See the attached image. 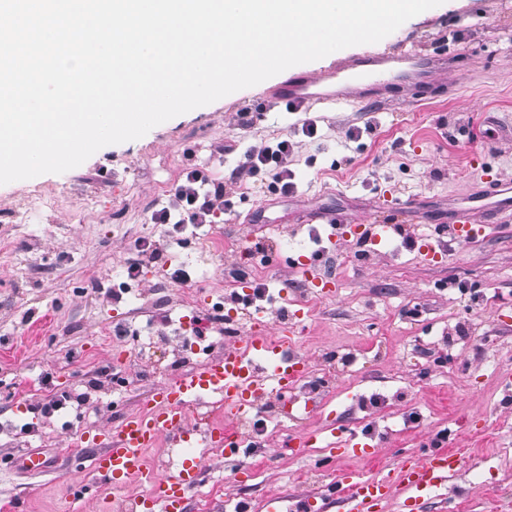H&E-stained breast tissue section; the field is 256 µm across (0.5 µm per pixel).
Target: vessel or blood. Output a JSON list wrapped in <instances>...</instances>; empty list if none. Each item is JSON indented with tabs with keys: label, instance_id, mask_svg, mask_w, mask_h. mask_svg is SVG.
I'll use <instances>...</instances> for the list:
<instances>
[{
	"label": "vessel or blood",
	"instance_id": "1",
	"mask_svg": "<svg viewBox=\"0 0 512 512\" xmlns=\"http://www.w3.org/2000/svg\"><path fill=\"white\" fill-rule=\"evenodd\" d=\"M448 70L447 60L400 49L344 59L320 74L291 77L275 94L307 109L390 99L403 86L413 87L421 96L431 93L437 75ZM503 215H512V185L502 191L492 184L474 190L449 208L448 221L456 237L468 242ZM293 334L290 324L280 325L274 336L250 330L191 371L158 385L147 397L145 409L127 414L117 430L104 428L94 435L97 451L91 458V473L113 490L137 483L140 491L133 498L136 512H187L188 494L199 487L206 465L199 449L235 454L241 446L237 424L271 397L286 400L290 419L311 414L308 403L291 396L309 370L307 357L293 348ZM209 396L224 402L223 425L203 427L192 421ZM161 441L185 449L186 454L175 467L159 474L148 467L145 453ZM461 467L457 453L437 449L420 457L400 458L389 474L378 480L339 475L333 493L340 498L343 512H386L398 496L409 512H422L428 495ZM315 503V496L308 495L290 507L283 497L272 496L267 498L265 509L313 512Z\"/></svg>",
	"mask_w": 512,
	"mask_h": 512
}]
</instances>
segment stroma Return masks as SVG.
Masks as SVG:
<instances>
[{
	"label": "stroma",
	"instance_id": "35a3bbf8",
	"mask_svg": "<svg viewBox=\"0 0 512 512\" xmlns=\"http://www.w3.org/2000/svg\"><path fill=\"white\" fill-rule=\"evenodd\" d=\"M400 47L448 59L454 89L427 101L401 88L389 102L294 110L272 94L281 73L67 172L0 185V512L18 502L26 512H92L68 478L93 452L97 429L118 427L158 384L204 361L191 349L195 323L210 327L201 340L213 353L250 330L231 275L239 267L268 289L267 323H295L297 348L310 358L295 394L316 408L294 421L265 403L244 424L239 454L211 462L190 512H222L230 493L251 512L273 494L328 495L338 473L379 476L398 457L433 450L441 431L463 468L426 512H512V394L503 387L512 376V221L471 242L445 235L432 262L403 242L447 223L449 201L466 186L512 178V0H444L348 52ZM239 112L252 113L250 129H238ZM308 119L312 139L302 131ZM283 139L294 145L293 194L280 196L263 174L217 224L171 240L152 223L186 167L221 179L249 146ZM410 195L421 201L415 223L388 205ZM354 206L395 227L362 261L351 241L329 252V225L296 221L301 208ZM142 237L165 243L166 260L190 283H170L158 266L145 286L128 282ZM259 240L269 252L249 254ZM325 281L335 297L319 295ZM103 364L115 379L86 404L35 411L46 392L80 388ZM348 428L361 446L344 454ZM301 432L312 438L290 454L284 444ZM29 450L51 470L10 472V459Z\"/></svg>",
	"mask_w": 512,
	"mask_h": 512
}]
</instances>
